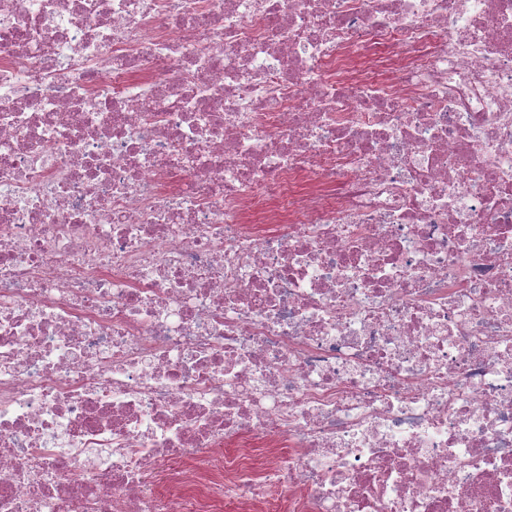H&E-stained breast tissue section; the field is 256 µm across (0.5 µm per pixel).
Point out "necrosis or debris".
<instances>
[{"mask_svg":"<svg viewBox=\"0 0 512 512\" xmlns=\"http://www.w3.org/2000/svg\"><path fill=\"white\" fill-rule=\"evenodd\" d=\"M230 506L512 512V0H0V512Z\"/></svg>","mask_w":512,"mask_h":512,"instance_id":"4bbe7bcc","label":"necrosis or debris"}]
</instances>
